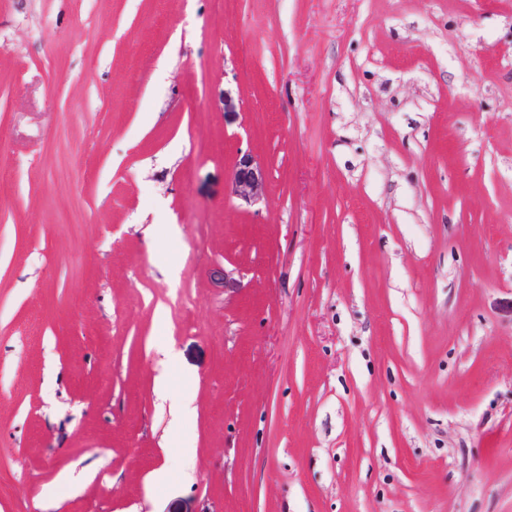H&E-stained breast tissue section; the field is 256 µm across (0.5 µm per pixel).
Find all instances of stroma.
<instances>
[{
  "label": "stroma",
  "mask_w": 512,
  "mask_h": 512,
  "mask_svg": "<svg viewBox=\"0 0 512 512\" xmlns=\"http://www.w3.org/2000/svg\"><path fill=\"white\" fill-rule=\"evenodd\" d=\"M0 512H512V0H0ZM266 185V173L255 158L250 153L239 156L229 179L231 194L248 205H254L264 199ZM155 391L161 398L171 400L170 409L172 422L175 425L179 424L185 417L189 416L193 412V397L189 391L178 397H172L169 389V383L163 377L156 379Z\"/></svg>",
  "instance_id": "obj_1"
}]
</instances>
